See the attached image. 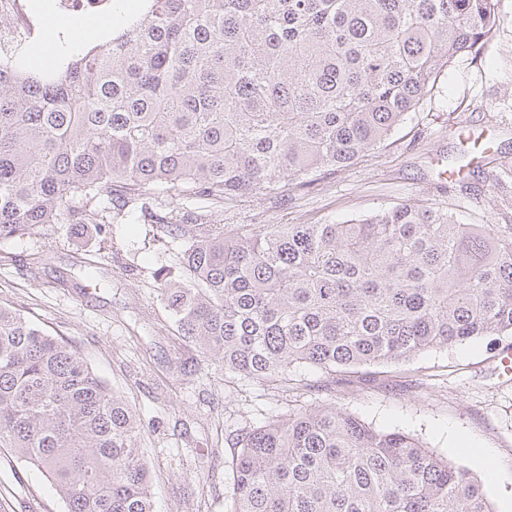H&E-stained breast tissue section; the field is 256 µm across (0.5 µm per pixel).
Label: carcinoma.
Returning a JSON list of instances; mask_svg holds the SVG:
<instances>
[{
  "label": "carcinoma",
  "mask_w": 512,
  "mask_h": 512,
  "mask_svg": "<svg viewBox=\"0 0 512 512\" xmlns=\"http://www.w3.org/2000/svg\"><path fill=\"white\" fill-rule=\"evenodd\" d=\"M498 0H144L47 74L0 59V238L112 200L222 206L368 155L442 70L484 46ZM160 228L183 240L160 301L224 371L289 391L327 374L512 337V225L398 203L332 224ZM126 401L66 341L0 305V448L66 512H155ZM231 512H492L484 482L334 406L238 434Z\"/></svg>",
  "instance_id": "cac0c4a2"
}]
</instances>
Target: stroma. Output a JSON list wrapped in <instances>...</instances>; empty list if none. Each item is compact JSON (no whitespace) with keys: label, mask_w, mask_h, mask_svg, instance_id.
Wrapping results in <instances>:
<instances>
[{"label":"stroma","mask_w":512,"mask_h":512,"mask_svg":"<svg viewBox=\"0 0 512 512\" xmlns=\"http://www.w3.org/2000/svg\"><path fill=\"white\" fill-rule=\"evenodd\" d=\"M437 202L465 224H512V0H499L481 52L442 71L432 97L368 157L221 208L164 194L134 223L114 220L80 243L61 224L0 239V304L73 345L132 405L157 512H230L232 439L322 405L409 434L478 478L483 469L454 446L463 439L487 449L501 480L485 492L501 512L512 499V375L499 370L491 338L333 380L301 366L296 390L265 391L181 342L159 300L157 273L181 275L182 244L160 232L156 210L180 209L191 221L203 214L232 232ZM83 258L94 279L84 276ZM0 512H64V504L38 470L1 449Z\"/></svg>","instance_id":"35a3bbf8"}]
</instances>
